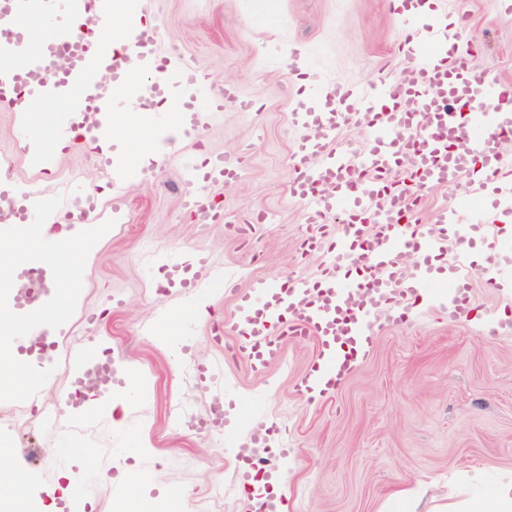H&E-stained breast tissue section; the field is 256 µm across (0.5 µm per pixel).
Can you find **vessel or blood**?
<instances>
[{"label": "vessel or blood", "instance_id": "b4317fda", "mask_svg": "<svg viewBox=\"0 0 512 512\" xmlns=\"http://www.w3.org/2000/svg\"><path fill=\"white\" fill-rule=\"evenodd\" d=\"M392 10L401 37L399 62L391 72L368 83L314 77L306 98L290 114L297 137L289 188L305 212L304 245L322 255L317 275L253 280L238 295L227 323L239 339L242 359L256 372L282 361L283 337H313L317 360L299 382L305 394L325 396L336 389L368 350L379 316L409 320L404 293L425 295L452 321H468L474 310L466 288L469 256L461 245L449 250L448 230L459 224L478 228L490 207L512 212V155L504 151L512 137V87L493 68L466 65L458 50L467 31L449 22L448 0H434L426 19L416 13L413 0H393ZM33 12L49 21L55 40L33 54L24 70L0 75V102L17 107L55 87L71 92L75 111L92 115L87 125L58 123L41 134L18 125V139L39 171L56 168L50 143L111 137L115 114L126 106L113 88L128 79L125 59L112 53L118 30L140 67L152 73L151 91L171 102L169 110L146 115L150 130L169 129L175 113L192 109L201 99L209 102L201 114L203 129L223 118L225 103L249 107L230 85L223 98H212L185 56L159 53L160 31L145 20L142 0H0V46L26 42L27 33L17 21ZM88 12L98 23L91 42L72 34L77 18ZM60 55L66 67L55 80L46 79L49 63ZM476 96L482 97L486 112L466 118L456 111V104ZM348 124L362 127L366 149L344 139ZM98 164L118 191L142 175L125 154L100 157ZM398 168L403 175L397 179L393 172ZM243 173L239 160L193 162L185 206L210 213L211 187L237 182ZM484 179L494 184L488 207L480 195ZM429 186L453 190V206L441 210L429 225L401 223L400 214L415 212L419 192ZM64 216L79 228L101 217L96 195L78 175L59 178L48 187L32 182L0 191V227L54 225ZM338 216L343 223L335 239H328L326 226ZM410 253L421 261L408 268L403 259ZM448 253L453 256L450 277L429 275L424 260ZM143 261L175 273L184 267L167 248L156 249ZM235 280V273L203 266L180 292V306L188 308L195 297L229 288ZM98 353L95 341L70 347L65 366L74 380H81ZM107 415L103 405L68 408L51 413L47 423L65 430L72 444L81 446ZM265 424L263 416H256L243 436L230 437L237 458L245 456V440H259Z\"/></svg>", "mask_w": 512, "mask_h": 512}]
</instances>
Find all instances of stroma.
I'll list each match as a JSON object with an SVG mask.
<instances>
[{"label": "stroma", "instance_id": "stroma-1", "mask_svg": "<svg viewBox=\"0 0 512 512\" xmlns=\"http://www.w3.org/2000/svg\"><path fill=\"white\" fill-rule=\"evenodd\" d=\"M471 38L464 59L489 65L512 85V14L491 0H454ZM144 11L159 24L161 50L190 58L216 97L234 85L251 102L250 111L225 105L222 124L186 135L179 149L189 156L244 158V177L213 188L228 222L197 224L181 198L182 167H161L168 150L159 136L157 154L140 158L143 176L115 192L95 162L92 147H68L56 157L59 172L81 170L108 223L97 252L79 269V292L61 283L52 290L66 312L59 328L71 343L103 336L121 369L112 384L113 401H126L121 425L104 422L90 437L99 458H111L108 479L95 482L88 496L94 512L111 504L130 470L146 480L131 499L134 512H155L172 489L186 491L185 512L197 498L212 499V512H247L246 495L235 489L238 466L219 435L171 426L175 405L203 413L211 392L202 379L210 359L224 358L229 390L224 424L247 427L264 415L276 430L268 457L277 459L280 485L289 495L288 512H466L470 502L488 499L493 488L512 480V334L485 335V314L512 322V288L487 284L488 246L481 231L467 237L471 261L469 290L477 309L473 321H449L437 304L421 300L418 320L376 323L370 354L330 395L307 398L297 383L312 365L315 340L291 338L285 361L257 374L241 359L225 358L229 338L224 323L234 294L210 297L212 315L194 321L181 354L143 335L160 312L178 308L174 291L147 285L166 271L147 272L145 247L181 251L187 264L205 258L237 270L236 291L252 278L312 273L321 260L303 251L304 211L291 197V157L295 131L290 114L301 98L295 68H312L351 82L373 80L394 66L398 23L387 0H145ZM18 115L0 107V151L14 153L9 180L52 184L54 175L30 167L16 143ZM266 223H256L257 215ZM146 375L147 396L130 401L127 375ZM70 386L66 369L46 385L40 402L18 412L0 399V430L9 431L25 466L6 462L0 480L23 477L31 497L43 495L61 474L82 477L84 467L60 452L58 431L45 415L59 407ZM139 451L121 455L127 438ZM481 481H474V472ZM226 484L223 496L213 489ZM413 488L408 498L399 489Z\"/></svg>", "mask_w": 512, "mask_h": 512}]
</instances>
